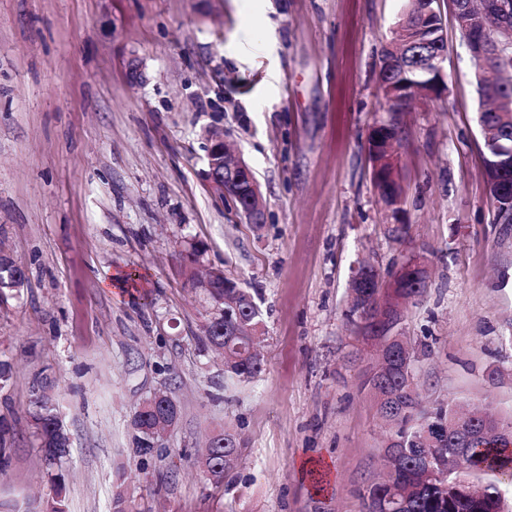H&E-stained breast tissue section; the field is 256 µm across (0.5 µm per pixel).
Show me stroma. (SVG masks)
Masks as SVG:
<instances>
[{
	"label": "stroma",
	"instance_id": "stroma-1",
	"mask_svg": "<svg viewBox=\"0 0 512 512\" xmlns=\"http://www.w3.org/2000/svg\"><path fill=\"white\" fill-rule=\"evenodd\" d=\"M401 7L0 0V248L28 277L0 302L5 512L58 496L67 512H111L118 496L131 512H364L384 436L365 384L376 352L346 317L364 260L429 268L404 321L432 349L415 369L424 398L512 421V224L489 198L474 62L451 13L447 90L403 121L397 216L372 181L376 63ZM133 56L145 84L128 80ZM212 128L253 170L262 228L203 182ZM192 240L257 293L265 365L251 381L225 386L204 345L181 257ZM39 387L70 437L58 472L32 436ZM157 392L181 415L143 470L131 420ZM226 427L245 455L223 490L198 462Z\"/></svg>",
	"mask_w": 512,
	"mask_h": 512
}]
</instances>
